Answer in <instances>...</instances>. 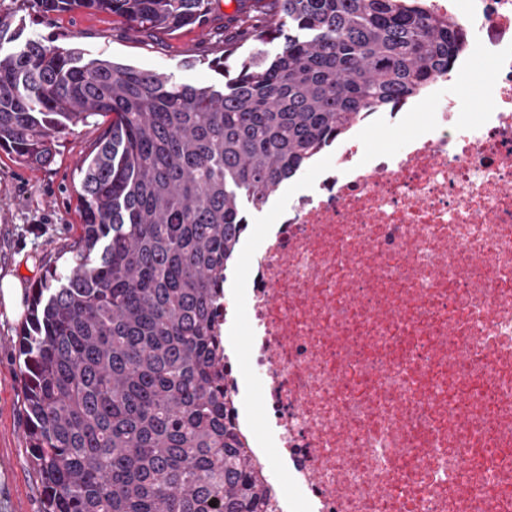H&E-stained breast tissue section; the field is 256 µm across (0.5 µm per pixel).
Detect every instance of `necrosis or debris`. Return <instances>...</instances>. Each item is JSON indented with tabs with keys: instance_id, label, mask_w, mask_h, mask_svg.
Returning <instances> with one entry per match:
<instances>
[{
	"instance_id": "necrosis-or-debris-1",
	"label": "necrosis or debris",
	"mask_w": 512,
	"mask_h": 512,
	"mask_svg": "<svg viewBox=\"0 0 512 512\" xmlns=\"http://www.w3.org/2000/svg\"><path fill=\"white\" fill-rule=\"evenodd\" d=\"M460 9L484 111L439 110L396 150L337 143L249 252L247 354L228 384L269 512H512V0ZM470 80L455 89L465 106L458 118L461 122H470L479 118L484 106V92L488 76L489 62L480 57L474 58L471 64Z\"/></svg>"
}]
</instances>
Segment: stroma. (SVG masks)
Returning a JSON list of instances; mask_svg holds the SVG:
<instances>
[{"instance_id":"35a3bbf8","label":"stroma","mask_w":512,"mask_h":512,"mask_svg":"<svg viewBox=\"0 0 512 512\" xmlns=\"http://www.w3.org/2000/svg\"><path fill=\"white\" fill-rule=\"evenodd\" d=\"M247 9L245 0H213L204 27L173 33H138L117 16L87 10L42 16L28 0H0V14L18 26V38L0 37V53L19 49L23 42H54L80 48L89 58H113L170 75L173 81L208 85L217 79L208 59L223 55L227 32L235 31ZM469 81L457 87L464 101L459 119L479 118L489 63L474 58ZM436 106L420 102L401 127L380 125L362 135L365 151H391L429 121ZM104 129L101 119L78 126L60 140L54 162L44 168L14 163L0 151V280L19 278L31 294L50 267H65L69 248L80 234L75 209L81 174L78 160ZM26 311H8L0 302V512H42L43 494L27 454L26 390L19 374V328Z\"/></svg>"}]
</instances>
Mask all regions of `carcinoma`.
<instances>
[{"mask_svg": "<svg viewBox=\"0 0 512 512\" xmlns=\"http://www.w3.org/2000/svg\"><path fill=\"white\" fill-rule=\"evenodd\" d=\"M134 32L200 24L212 0H31ZM215 84L76 47L0 55V149L47 166L61 135L110 118L78 161L81 234L46 271L22 333L29 454L43 512H267L234 421L216 328L257 208L369 111L449 73L464 24L428 0H251ZM277 44L271 55L264 46Z\"/></svg>", "mask_w": 512, "mask_h": 512, "instance_id": "obj_1", "label": "carcinoma"}]
</instances>
